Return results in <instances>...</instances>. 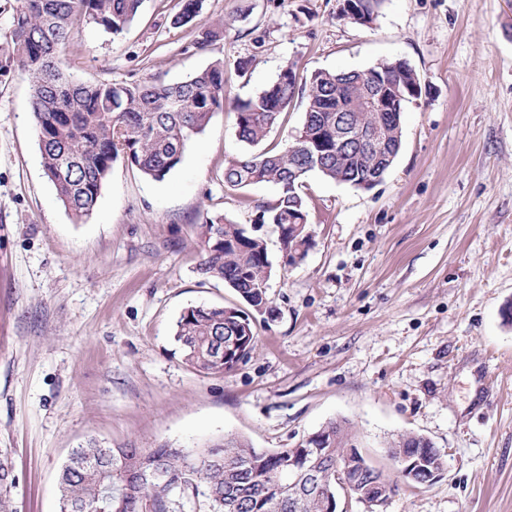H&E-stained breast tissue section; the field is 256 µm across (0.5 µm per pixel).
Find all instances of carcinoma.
Here are the masks:
<instances>
[{"label":"carcinoma","instance_id":"cac0c4a2","mask_svg":"<svg viewBox=\"0 0 512 512\" xmlns=\"http://www.w3.org/2000/svg\"><path fill=\"white\" fill-rule=\"evenodd\" d=\"M143 0H17L8 62L24 71L31 85L27 102L38 131L41 166L57 196L73 218L92 214L103 186L121 158L144 176L164 180L182 162L187 144L202 133L216 112L224 110V61L217 58L204 69L176 83H87L63 73L61 45L85 24L120 34L135 20ZM202 0H182L174 24L194 23ZM354 70H320L300 83L288 81V68L261 92L234 104L236 135L248 147L262 143L298 96L307 107L300 128L279 149L244 151L224 164V185L245 190L270 183L279 190L272 204L254 205L249 225L226 224L221 215L200 225L203 259L199 271L224 281L250 307L267 301L271 274L263 226L287 228L285 246L300 240L312 246L303 187L311 173L351 184L380 168L381 160L355 143L336 158V144L323 147L315 161L299 149L298 137L327 135L323 122L336 117V107L356 113L368 126L385 128L391 144L401 142L402 126L384 114L360 111ZM240 341L248 357L256 336L250 315L237 305L195 306L176 323L174 340L186 364L200 373L229 371L236 363L224 359V344ZM327 443L321 448L323 478L335 483L336 461L346 451L356 462L350 474L355 491L391 499L397 483L367 464L354 442L358 432L349 421L334 419L322 426ZM400 478L432 483L446 468L445 455L423 437L401 434L388 442ZM136 467L145 474L165 473L168 483L151 479L126 485L125 475ZM288 458L281 450H258L247 440L228 437L192 454L184 448H109L90 440L74 449L58 479L59 512H177V492L202 494L210 512H329L324 497L307 492L288 501Z\"/></svg>","mask_w":512,"mask_h":512}]
</instances>
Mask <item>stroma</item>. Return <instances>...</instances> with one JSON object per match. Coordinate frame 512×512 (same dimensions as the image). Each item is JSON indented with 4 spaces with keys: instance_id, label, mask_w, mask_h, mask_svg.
Instances as JSON below:
<instances>
[{
    "instance_id": "stroma-1",
    "label": "stroma",
    "mask_w": 512,
    "mask_h": 512,
    "mask_svg": "<svg viewBox=\"0 0 512 512\" xmlns=\"http://www.w3.org/2000/svg\"><path fill=\"white\" fill-rule=\"evenodd\" d=\"M180 7L144 0L118 35L85 26L61 65L83 82H174L219 57L228 98L245 99L289 63L305 79L403 58L430 92L406 105L373 189L307 177L312 248L283 266L268 231L256 346L207 375L183 361L176 322L239 298L198 273L199 226L250 223L277 198L224 185L243 150L232 108L165 180L114 162L78 221L43 174L29 80L0 55V458L14 512H57L60 469L90 439L201 450L233 434L277 450L334 418L385 471L401 433L446 454L436 482L400 483L387 512H512V0H385L366 26L341 17L342 0H203L178 27ZM219 22L220 39L195 47Z\"/></svg>"
}]
</instances>
